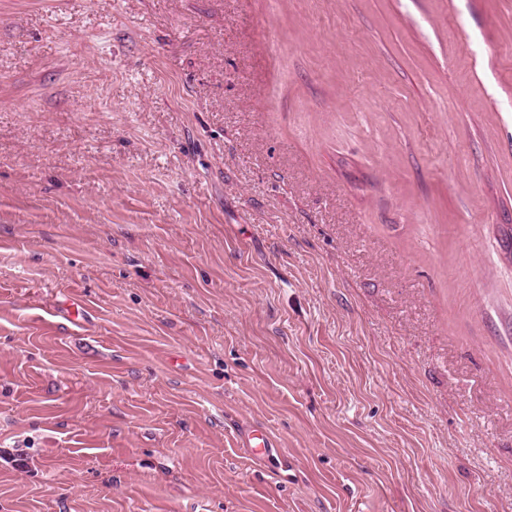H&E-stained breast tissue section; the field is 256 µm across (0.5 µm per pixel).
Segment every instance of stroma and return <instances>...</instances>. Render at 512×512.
<instances>
[{"mask_svg": "<svg viewBox=\"0 0 512 512\" xmlns=\"http://www.w3.org/2000/svg\"><path fill=\"white\" fill-rule=\"evenodd\" d=\"M0 512H512V0H0ZM243 448H261L262 454H269L275 448L274 442L266 429L253 426L240 436Z\"/></svg>", "mask_w": 512, "mask_h": 512, "instance_id": "obj_1", "label": "stroma"}]
</instances>
